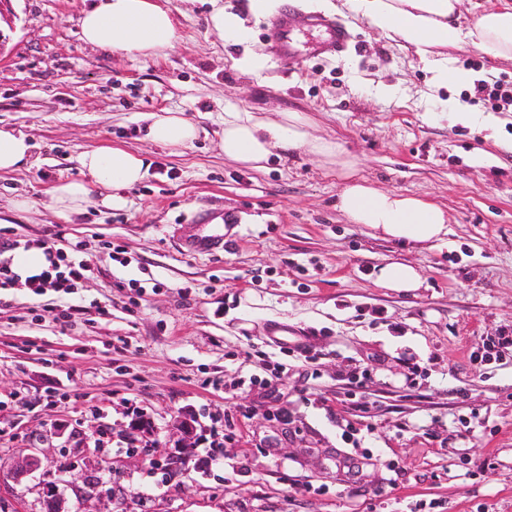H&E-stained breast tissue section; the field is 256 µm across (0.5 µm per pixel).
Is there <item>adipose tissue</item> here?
<instances>
[{
	"instance_id": "adipose-tissue-1",
	"label": "adipose tissue",
	"mask_w": 512,
	"mask_h": 512,
	"mask_svg": "<svg viewBox=\"0 0 512 512\" xmlns=\"http://www.w3.org/2000/svg\"><path fill=\"white\" fill-rule=\"evenodd\" d=\"M351 11L380 32L414 49L441 84L458 81L459 74L443 50L473 44L493 58L512 59V6L483 12L469 30L458 24L461 0H348ZM82 39L117 55L151 59L174 47L180 35L171 9L157 0H99L79 21ZM309 120L297 112L260 118L248 112L224 115L221 147L225 158L260 167L276 145L305 149L325 163L339 167L344 183L337 209L348 222L361 224L387 239L415 245L447 244L448 214L436 203L374 187L357 174L356 163L335 141L311 136ZM148 138L171 148H184L199 136L198 126L179 112L153 114ZM89 181L69 180L50 190V206L60 216L82 210L92 195L102 206L122 204L120 189L140 182L143 160L121 147H98L78 158Z\"/></svg>"
}]
</instances>
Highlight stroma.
<instances>
[{
	"instance_id": "1",
	"label": "stroma",
	"mask_w": 512,
	"mask_h": 512,
	"mask_svg": "<svg viewBox=\"0 0 512 512\" xmlns=\"http://www.w3.org/2000/svg\"><path fill=\"white\" fill-rule=\"evenodd\" d=\"M94 2L12 0L0 23V128L32 144L26 166L0 173V229L32 250L85 241L95 268L74 294L0 290V469L31 444L42 461L0 483V512H42L48 484L67 512H512V354L482 358L487 337L512 330V111L492 109L484 85L511 88L512 61L451 48L475 80L437 85L346 0L335 15L353 39L320 57L275 54L271 18L249 0H158L181 39L143 60L82 41ZM218 6L245 19L247 42L220 38ZM248 52L264 57L260 75L240 68ZM449 100L499 118L497 137L453 123ZM162 110L198 123L192 146L147 139ZM228 112L304 114L375 187L445 207L448 245L347 223L340 172L303 150L276 149L260 170L226 160ZM101 146L138 154L145 178L124 207L59 218L50 189L83 179L79 154ZM204 219L224 220L223 252L185 250ZM391 261L413 264L421 288L377 285ZM290 331L315 368L290 357ZM217 433L220 464L206 460ZM183 447L185 471L169 477L157 451ZM365 450L375 464L361 476L336 469Z\"/></svg>"
}]
</instances>
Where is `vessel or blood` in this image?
I'll list each match as a JSON object with an SVG mask.
<instances>
[{"instance_id": "vessel-or-blood-1", "label": "vessel or blood", "mask_w": 512, "mask_h": 512, "mask_svg": "<svg viewBox=\"0 0 512 512\" xmlns=\"http://www.w3.org/2000/svg\"><path fill=\"white\" fill-rule=\"evenodd\" d=\"M310 28L321 32L319 41L301 44L292 23L289 10H282L269 28L270 40L277 52L282 54L304 51L308 55L338 54L344 51L349 40V31L335 18L317 15L310 19ZM186 247L194 252L213 255L224 248V227L220 224L199 225L197 233L186 240Z\"/></svg>"}]
</instances>
